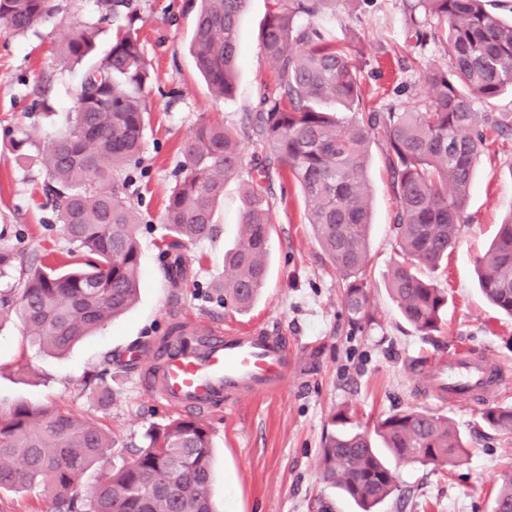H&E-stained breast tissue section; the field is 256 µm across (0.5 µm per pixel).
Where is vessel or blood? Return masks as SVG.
I'll use <instances>...</instances> for the list:
<instances>
[{
  "label": "vessel or blood",
  "instance_id": "b4317fda",
  "mask_svg": "<svg viewBox=\"0 0 512 512\" xmlns=\"http://www.w3.org/2000/svg\"><path fill=\"white\" fill-rule=\"evenodd\" d=\"M129 360L142 365L140 384L146 391L172 410L194 416L245 392L275 390L294 366L288 337L213 325L169 336L149 361H141L135 350ZM495 369L484 357H457L428 366L424 379L429 392L442 401L481 405L499 385L492 377Z\"/></svg>",
  "mask_w": 512,
  "mask_h": 512
}]
</instances>
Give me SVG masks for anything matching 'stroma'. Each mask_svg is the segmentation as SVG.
<instances>
[{
  "label": "stroma",
  "mask_w": 512,
  "mask_h": 512,
  "mask_svg": "<svg viewBox=\"0 0 512 512\" xmlns=\"http://www.w3.org/2000/svg\"><path fill=\"white\" fill-rule=\"evenodd\" d=\"M408 0H343L321 23L337 37L358 32L366 93L379 106L411 110L427 95V63L442 61L440 46L413 49L404 63ZM52 18L20 34L0 33V247L27 263L44 250L67 261L68 242L44 189L41 154L63 128L85 70L64 63L59 46L82 25L98 26L96 55L112 41L96 0H55ZM270 0H248L237 37L240 51L233 99L214 98L189 51L199 0H130L153 79L147 89L150 125L140 163L125 193L141 216L142 288L123 315L65 355L30 344L17 319L0 323V399L34 407L53 404L76 418L109 428L121 445L138 442L173 410L144 392L139 371L123 353L149 348L171 324L208 322L238 330L284 333L297 369L277 392L254 394L206 415L214 455L210 495L216 512H359L357 505L318 476L332 417L350 409V427L365 429L382 417L418 406L448 417L466 439L468 456L448 468L388 457L398 489L379 512H492L503 469L512 466V440L485 426L481 408L451 406L424 393L418 367L431 357L477 354L512 374V317L491 307L476 285L475 259L493 240L512 209V144H489L483 153L460 241L448 263L433 274L448 290L442 329L421 336L402 320L385 289L396 256L391 218L395 201L387 180L382 141L371 148L374 192L370 247L373 323L354 328L339 281L304 222L307 204L294 182L272 180L282 196L270 242L267 285L245 313L217 302L212 283L224 274V253L238 239L239 180L228 181L217 210V232L185 244L189 277L181 287L167 280L158 246L169 236L161 214L179 178L181 147L204 119L243 134L272 70L260 51V31ZM23 150H16L17 141Z\"/></svg>",
  "instance_id": "obj_1"
}]
</instances>
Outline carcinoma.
Segmentation results:
<instances>
[{
	"mask_svg": "<svg viewBox=\"0 0 512 512\" xmlns=\"http://www.w3.org/2000/svg\"><path fill=\"white\" fill-rule=\"evenodd\" d=\"M512 0H413L407 40L441 45L444 61L427 72L428 100L411 111L363 102L360 37L336 40L324 27L301 23L336 10L342 0H272L261 30V50L275 86L260 99L247 140L262 161L243 184L236 246L224 255L230 270L213 286L216 298L238 312L251 309L266 283L268 244L275 230V198L262 186L271 173L293 179L307 202V223L341 277L351 323L368 324L369 231L372 191L366 171L370 148L383 139L389 184L396 199L397 258L385 287L408 326L422 336L440 330L447 291L425 275L448 261L468 223L475 164L487 143L512 138V113L480 111L512 89ZM191 52L210 93L229 100L236 88L237 28L247 0H200ZM129 0H97L101 17L118 16ZM53 0H0V30L23 32L47 21ZM95 32L74 30L61 59L80 63L94 49ZM151 81L138 31L118 28L110 48L89 66L64 128L41 158L47 186L59 199L64 238L89 259L63 272L41 261L16 264L0 249V321L15 317L40 350L61 354L122 314L140 288L139 217L124 192L131 162L141 153ZM182 176L167 197L162 223L171 234L161 254L173 286L187 279L183 242L210 238L227 181L244 168L240 138L224 125L200 123L184 142ZM486 300L512 317V213L477 259ZM482 421L512 437V406L486 409ZM379 438L394 456L445 467L467 454V442L448 418L409 407L373 429L342 430L318 461L321 479L340 489L361 512L396 490V476L373 446ZM116 447L111 433L53 405L0 403V491L41 493L30 512H215L210 497L211 428L178 416L148 428L128 460L100 478L88 495L86 472ZM492 512H512V470L501 474Z\"/></svg>",
	"mask_w": 512,
	"mask_h": 512,
	"instance_id": "cac0c4a2",
	"label": "carcinoma"
}]
</instances>
